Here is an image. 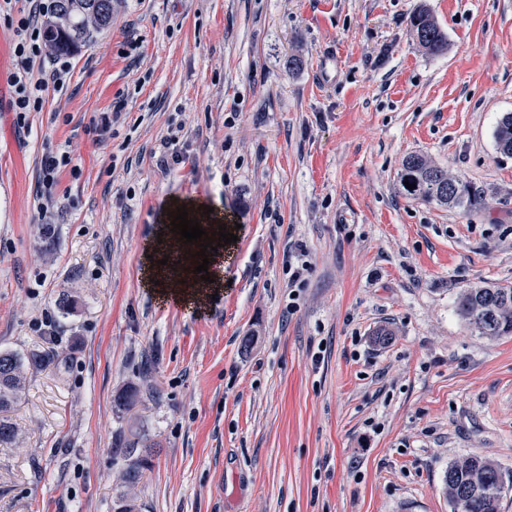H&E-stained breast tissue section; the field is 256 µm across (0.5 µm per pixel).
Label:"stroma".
Segmentation results:
<instances>
[{
	"instance_id": "1",
	"label": "stroma",
	"mask_w": 512,
	"mask_h": 512,
	"mask_svg": "<svg viewBox=\"0 0 512 512\" xmlns=\"http://www.w3.org/2000/svg\"><path fill=\"white\" fill-rule=\"evenodd\" d=\"M421 9L444 54L413 40ZM13 42L0 18V351L53 362L10 412L0 512H450L469 454L512 480V336L456 311L512 286V0H112L34 70L68 83L22 130ZM47 135L72 159L48 235ZM411 154L477 208L404 197ZM191 197L238 227L201 311L142 283L165 204ZM133 440L152 466L129 486ZM495 144L499 154L512 157V112L501 117L495 131Z\"/></svg>"
}]
</instances>
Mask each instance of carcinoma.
I'll list each match as a JSON object with an SVG mask.
<instances>
[{"mask_svg":"<svg viewBox=\"0 0 512 512\" xmlns=\"http://www.w3.org/2000/svg\"><path fill=\"white\" fill-rule=\"evenodd\" d=\"M112 22V0H57L55 20L48 24V42L57 52H69ZM410 31L416 42L427 52L440 55L448 50V39L434 18L419 11L410 19ZM496 150L512 157V112L501 117L495 131ZM402 193L414 200L436 203L451 208L470 210L479 204V193L463 179L432 163L426 157L413 154L405 158L397 174ZM416 185L409 190L404 182ZM457 313L478 335L497 339L512 335V287L481 286L464 289L457 300ZM52 359L40 354L21 355L0 352V447L8 448L16 440L17 430L4 416L22 397L26 368L43 369ZM115 452L128 461L125 481L138 483L143 471L150 466L144 449L138 443L127 444ZM444 492L452 512H501L505 497V482L499 468L485 458L471 454L448 465Z\"/></svg>","mask_w":512,"mask_h":512,"instance_id":"1","label":"carcinoma"}]
</instances>
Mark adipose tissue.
Here are the masks:
<instances>
[{
	"instance_id": "obj_1",
	"label": "adipose tissue",
	"mask_w": 512,
	"mask_h": 512,
	"mask_svg": "<svg viewBox=\"0 0 512 512\" xmlns=\"http://www.w3.org/2000/svg\"><path fill=\"white\" fill-rule=\"evenodd\" d=\"M199 245H187L178 241L169 222H162L157 228L155 241L148 247V259H145L144 279L153 283L152 293L159 301L174 303L185 307L206 305L214 293L224 289V255L209 253V281H202L196 268ZM181 253L178 264L165 263V256Z\"/></svg>"
}]
</instances>
